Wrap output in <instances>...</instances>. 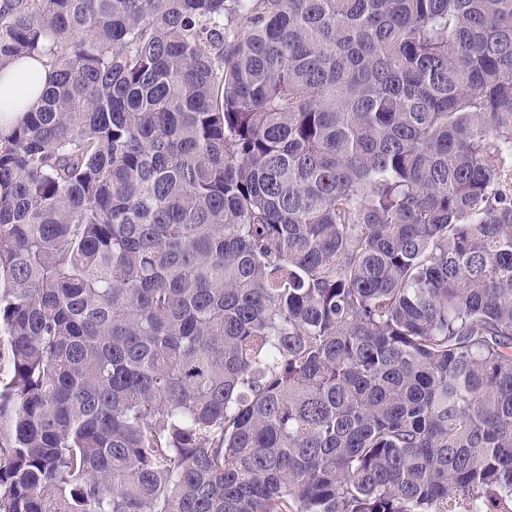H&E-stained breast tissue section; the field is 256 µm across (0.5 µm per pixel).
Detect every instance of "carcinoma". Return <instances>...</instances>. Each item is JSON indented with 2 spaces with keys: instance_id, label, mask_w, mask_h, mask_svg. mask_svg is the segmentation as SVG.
<instances>
[{
  "instance_id": "carcinoma-1",
  "label": "carcinoma",
  "mask_w": 512,
  "mask_h": 512,
  "mask_svg": "<svg viewBox=\"0 0 512 512\" xmlns=\"http://www.w3.org/2000/svg\"><path fill=\"white\" fill-rule=\"evenodd\" d=\"M0 512H512V0H0ZM51 69L45 58L21 59L2 69L0 72V112L3 104H13L21 100L19 105H12L5 121H16L21 118L27 107L35 103L47 86ZM20 79L24 81L19 82Z\"/></svg>"
}]
</instances>
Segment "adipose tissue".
<instances>
[{
	"instance_id": "ef3b65f1",
	"label": "adipose tissue",
	"mask_w": 512,
	"mask_h": 512,
	"mask_svg": "<svg viewBox=\"0 0 512 512\" xmlns=\"http://www.w3.org/2000/svg\"><path fill=\"white\" fill-rule=\"evenodd\" d=\"M51 69L45 59H22L0 70V105L8 104L7 120L21 118L47 86Z\"/></svg>"
}]
</instances>
